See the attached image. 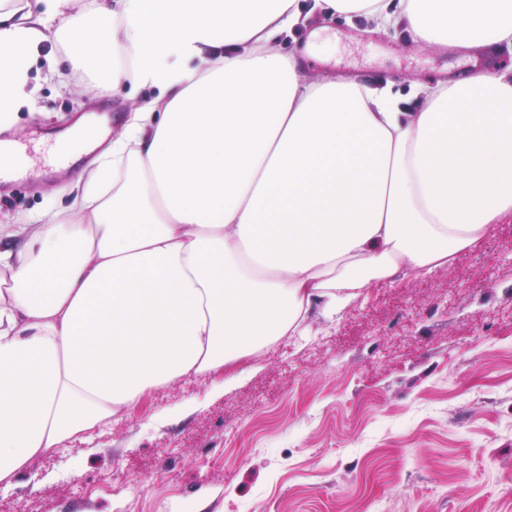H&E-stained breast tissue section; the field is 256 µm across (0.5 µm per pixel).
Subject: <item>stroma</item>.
Instances as JSON below:
<instances>
[{"mask_svg":"<svg viewBox=\"0 0 512 512\" xmlns=\"http://www.w3.org/2000/svg\"><path fill=\"white\" fill-rule=\"evenodd\" d=\"M329 42L305 67L409 94L471 71L470 51L426 48L403 28L315 19ZM53 30L33 64L35 111L0 117L50 141L84 115H107L116 137L130 102L104 75L67 58ZM95 163L79 157L52 181L36 173L0 194V224L56 220ZM167 414L154 419L158 408ZM0 512H512V217L453 264L395 285L371 283L334 321L260 351L225 390L186 380L37 458Z\"/></svg>","mask_w":512,"mask_h":512,"instance_id":"35a3bbf8","label":"stroma"}]
</instances>
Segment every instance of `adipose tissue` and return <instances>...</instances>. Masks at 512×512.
Wrapping results in <instances>:
<instances>
[{"label":"adipose tissue","instance_id":"ef3b65f1","mask_svg":"<svg viewBox=\"0 0 512 512\" xmlns=\"http://www.w3.org/2000/svg\"><path fill=\"white\" fill-rule=\"evenodd\" d=\"M65 0H0V113ZM297 0H112L69 58L133 106L65 224L0 225V486L150 392L212 378L371 283L449 267L512 215V69L423 87L305 70ZM428 45L512 46V0H313Z\"/></svg>","mask_w":512,"mask_h":512}]
</instances>
